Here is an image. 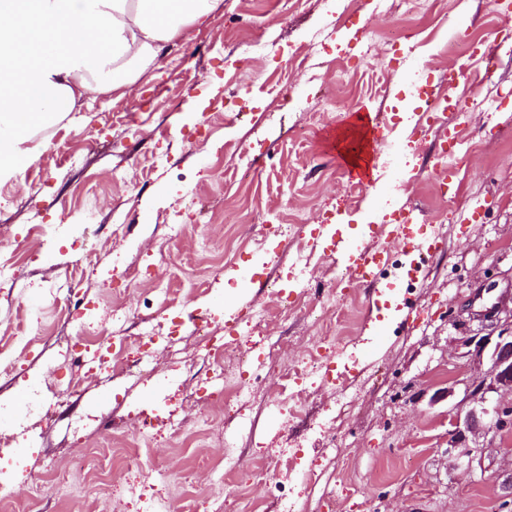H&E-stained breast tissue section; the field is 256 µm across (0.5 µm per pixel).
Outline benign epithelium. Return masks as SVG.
Returning a JSON list of instances; mask_svg holds the SVG:
<instances>
[{
  "label": "benign epithelium",
  "instance_id": "obj_1",
  "mask_svg": "<svg viewBox=\"0 0 512 512\" xmlns=\"http://www.w3.org/2000/svg\"><path fill=\"white\" fill-rule=\"evenodd\" d=\"M481 317L489 321V333L467 337L462 345L473 362H487L489 368L469 381L464 397L449 410L455 424L453 448L469 447V438L482 432L499 434L512 429V297L501 293ZM490 393L497 395L492 407Z\"/></svg>",
  "mask_w": 512,
  "mask_h": 512
}]
</instances>
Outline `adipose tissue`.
<instances>
[{
	"mask_svg": "<svg viewBox=\"0 0 512 512\" xmlns=\"http://www.w3.org/2000/svg\"><path fill=\"white\" fill-rule=\"evenodd\" d=\"M216 0H0V179L94 93H126Z\"/></svg>",
	"mask_w": 512,
	"mask_h": 512,
	"instance_id": "1",
	"label": "adipose tissue"
}]
</instances>
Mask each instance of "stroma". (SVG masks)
Wrapping results in <instances>:
<instances>
[{"instance_id": "stroma-1", "label": "stroma", "mask_w": 512, "mask_h": 512, "mask_svg": "<svg viewBox=\"0 0 512 512\" xmlns=\"http://www.w3.org/2000/svg\"><path fill=\"white\" fill-rule=\"evenodd\" d=\"M218 0L206 24L167 45L154 67L123 97L90 99L44 132L33 164L0 181V265L15 284L0 288L1 460L16 473L13 500L48 465L86 461L70 477L71 496L46 487L32 512H137L128 480L102 487L113 450L131 439L140 412L151 413L152 441L133 458L137 476L168 461L156 499L178 512H512V433L477 438L470 455L451 447L448 388L481 376L460 342L478 334V311L494 302L487 286L512 283V41L492 67L449 46L477 44L503 27L512 0ZM427 17L422 34L390 42L387 30ZM290 76L289 105L271 111L276 83ZM454 83L470 110L451 163L452 189L436 179L441 147L422 130L419 85ZM347 86L354 109L316 114L313 101ZM370 111L386 146L373 155L371 182L356 203L338 143L353 110ZM94 223L53 236L62 212L79 218L87 201ZM415 208L444 236L418 284L405 276L402 249L375 286L343 290V263L309 236L269 234L299 212H339L338 233L364 245L383 222L386 201ZM478 206L477 223L457 218ZM234 210V227L224 224ZM101 262L79 287L69 274L82 251ZM221 276H214V269ZM133 273L110 288L112 274ZM307 288L316 312L280 317L276 295ZM266 307L265 323L251 311ZM238 315L243 350L264 354L240 402L211 411L200 425L198 397L219 387L194 315L224 336L226 312ZM46 324L32 346L12 338L33 314ZM336 319L345 337L332 363L334 382L279 388L286 360L304 355L316 314ZM159 336L150 362L134 347L118 370L83 380L80 362L58 346L89 329ZM78 396L63 400L72 383ZM300 400L299 415L278 400ZM352 409L339 411L341 400ZM337 419H330L331 410ZM234 446L227 472L222 443ZM271 462L256 477V458ZM313 473L310 482L301 471Z\"/></svg>"}]
</instances>
